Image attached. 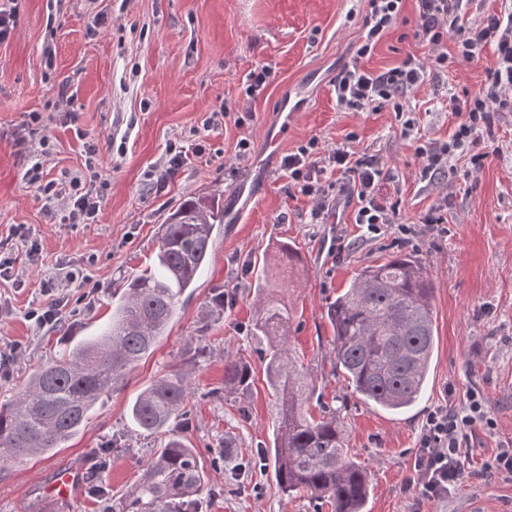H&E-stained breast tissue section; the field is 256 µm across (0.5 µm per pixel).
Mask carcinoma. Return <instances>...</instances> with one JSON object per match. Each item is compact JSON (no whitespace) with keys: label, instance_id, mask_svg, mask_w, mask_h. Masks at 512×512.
<instances>
[{"label":"carcinoma","instance_id":"carcinoma-1","mask_svg":"<svg viewBox=\"0 0 512 512\" xmlns=\"http://www.w3.org/2000/svg\"><path fill=\"white\" fill-rule=\"evenodd\" d=\"M224 223L223 200L194 195L170 213L159 229L153 264L132 275L112 302V323L102 333L47 362L26 389L0 403V463L44 454L76 434L98 401L124 382L166 335L178 297L194 287L211 257L215 227ZM253 335L264 343L265 382L275 397L272 445L282 494L306 492L326 499L334 512H364L367 469L348 455L339 411L315 418L304 411L313 393L307 368L297 364L288 340L290 314L283 300L254 282ZM432 282L415 254L399 253L364 267L329 304L336 367L355 392L390 410L412 405L422 394L434 352L436 324ZM248 366L224 364V387L246 391ZM190 393L187 377L173 373L146 387L132 403L136 427L157 433L179 416ZM203 490L194 449L168 441L144 464L128 493L126 512H195Z\"/></svg>","mask_w":512,"mask_h":512}]
</instances>
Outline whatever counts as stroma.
Returning <instances> with one entry per match:
<instances>
[{"label":"stroma","mask_w":512,"mask_h":512,"mask_svg":"<svg viewBox=\"0 0 512 512\" xmlns=\"http://www.w3.org/2000/svg\"><path fill=\"white\" fill-rule=\"evenodd\" d=\"M14 7L17 25L0 42V242L18 260L11 277L0 279V351L17 344L22 353L0 377V402L18 395L70 340L106 329L113 294L153 261L159 227L183 199L223 195L224 225L198 288L179 297L167 335L80 431L55 452L0 466V512L34 502L54 504V512H117L142 461L171 439L198 454L205 486L197 512H333L308 495H283L273 462L260 455L272 437L274 398L249 332L258 270L273 283L292 281L283 297L293 355L316 379L310 410L340 409L351 453L369 472L365 512H465L474 497L486 499L490 512H512V483L489 471L512 438V112L493 114L478 147L480 167L461 156L424 181L415 153L417 139L452 134L450 98L484 83L493 52L451 63L407 93L406 106L419 118L411 138L390 110L348 112L336 104L333 81L362 39L368 0H14ZM417 15L415 0H405L402 22L365 69L428 54L414 38ZM265 64L274 80L247 96L248 73ZM285 100L297 110L288 127L279 116ZM224 107L242 113L243 124L230 116L206 126ZM277 133L274 154L268 141ZM350 133L356 150L389 172L383 191L397 203L400 222L416 229L408 242L392 229L371 234L353 224L341 194L327 223H311L310 200L289 192L284 156L310 138L331 148ZM197 138L204 155L156 190L148 175L163 167L167 145ZM243 139L249 148L242 155ZM36 164L42 181L65 184L95 167L107 181L95 222L50 223L48 210L66 205L47 204L30 183ZM243 177L253 194L232 196ZM436 209L445 230L423 224ZM283 242L301 255L289 269L269 260ZM33 243L34 265L26 257ZM400 249L417 254L433 283L437 350L423 397L393 414L353 393L337 369L327 307L363 267ZM53 276L64 281V307L57 324L42 328L25 313L45 303L40 282ZM218 289L229 297L220 312L210 304ZM235 357L251 370L244 392L224 388V363ZM176 371L190 381L185 414L152 435L136 428L131 402ZM472 389L484 392L495 426L466 442L464 471L448 498H426L414 475L422 426L436 409L459 408ZM68 467L98 473L105 495L83 485L72 498L50 502L58 471Z\"/></svg>","instance_id":"stroma-1"}]
</instances>
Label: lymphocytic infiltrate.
Segmentation results:
<instances>
[{
    "instance_id": "obj_1",
    "label": "lymphocytic infiltrate",
    "mask_w": 512,
    "mask_h": 512,
    "mask_svg": "<svg viewBox=\"0 0 512 512\" xmlns=\"http://www.w3.org/2000/svg\"><path fill=\"white\" fill-rule=\"evenodd\" d=\"M418 2L415 36L429 45V55L422 58L407 54L400 64L379 73L362 68L361 59L372 55L382 37L398 23L403 8V0H368L362 41L353 52V63L338 72L334 90L341 109H391L402 134L408 136L417 119L404 108L406 93L447 71L449 56L471 61L480 58L485 50H493L496 63L484 85L451 100V112L458 119L451 139L424 140L417 146L416 154L422 160L420 177L427 180L447 170L457 156L479 144L493 113L512 107V4L484 14L479 25L472 26L467 20L471 0ZM355 141V134L350 133L328 150L320 147L315 137L300 145L282 162L291 188L312 201L313 223L326 222L333 208L329 189L336 182L354 206L355 223L365 225L371 233L394 227L400 234H411V225L398 221L396 203L381 192L389 178L387 171L374 156L356 151ZM102 186L100 174L94 171L86 180H72L69 187L50 181L40 190L47 200H66L65 222L90 224L100 210ZM492 425L485 398L477 391L469 392L459 411L440 409L429 414L414 464L417 485L426 497L442 498L450 493L463 472L461 445L467 432Z\"/></svg>"
}]
</instances>
